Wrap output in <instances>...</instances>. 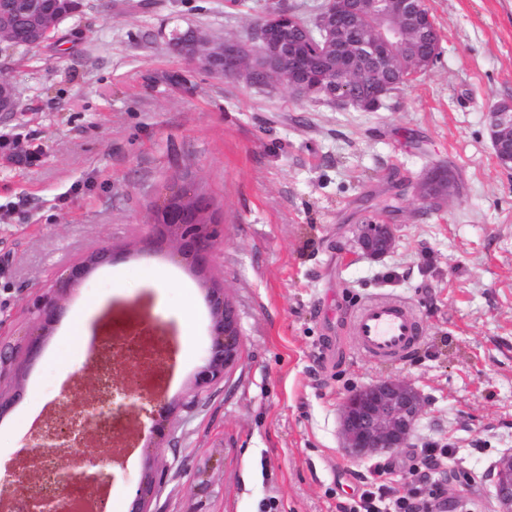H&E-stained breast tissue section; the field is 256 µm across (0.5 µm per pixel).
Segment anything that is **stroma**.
I'll return each mask as SVG.
<instances>
[{
    "label": "stroma",
    "mask_w": 512,
    "mask_h": 512,
    "mask_svg": "<svg viewBox=\"0 0 512 512\" xmlns=\"http://www.w3.org/2000/svg\"><path fill=\"white\" fill-rule=\"evenodd\" d=\"M325 0H84L52 43L0 42V74L19 112L0 114V473L56 413L74 410L91 371L68 323L101 333L139 298L178 338L163 446L149 420L122 448L100 447L130 499L147 452L162 479L151 512H340L375 476L405 490L412 465L444 449L428 484L458 512H497L492 464L512 449V170L497 165L489 109L512 100V0H428L439 60L365 112L201 70L167 47L193 27L250 42L285 8L312 21ZM449 169L440 208L416 184ZM204 194L224 226L206 271L157 239L152 213L175 190ZM379 215L397 228L378 260H351L356 229ZM111 263L68 291L27 358L29 307L90 251ZM178 284L159 287L158 267ZM240 320L239 359L200 395L192 378L211 343L205 277ZM378 295L406 301L425 335L408 361L381 364L346 333L352 310ZM393 378L426 407L408 447L368 459L341 446L339 409L354 388Z\"/></svg>",
    "instance_id": "35a3bbf8"
}]
</instances>
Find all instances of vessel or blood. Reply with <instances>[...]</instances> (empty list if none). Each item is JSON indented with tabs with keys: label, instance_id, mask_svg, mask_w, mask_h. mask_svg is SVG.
Masks as SVG:
<instances>
[{
	"label": "vessel or blood",
	"instance_id": "vessel-or-blood-1",
	"mask_svg": "<svg viewBox=\"0 0 512 512\" xmlns=\"http://www.w3.org/2000/svg\"><path fill=\"white\" fill-rule=\"evenodd\" d=\"M359 350L385 364L403 362L419 344L422 322L406 302L379 296L365 301L349 319Z\"/></svg>",
	"mask_w": 512,
	"mask_h": 512
}]
</instances>
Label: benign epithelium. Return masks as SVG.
I'll return each mask as SVG.
<instances>
[{
	"label": "benign epithelium",
	"mask_w": 512,
	"mask_h": 512,
	"mask_svg": "<svg viewBox=\"0 0 512 512\" xmlns=\"http://www.w3.org/2000/svg\"><path fill=\"white\" fill-rule=\"evenodd\" d=\"M368 15L388 23L385 31L372 34L363 27ZM59 17L54 24L43 27L35 24L25 27L26 45L41 46L53 39ZM294 18L285 10H272L256 24L254 38L260 44L257 53L247 57L236 53L233 42L222 43L221 53L195 32L193 53L186 59L196 66L233 79L250 83L263 77L271 85H285L302 98H325L333 103L351 101L363 109L372 107V99L385 93L380 88L372 96L360 94L363 78L401 68L405 81L429 69L441 54V39L428 34L431 24L426 0H326L313 26L305 29V38L313 41L314 49L300 45L287 34ZM423 36V56L415 68L405 67L399 53L408 36L414 31ZM19 100L15 86L7 78H0V112L18 111ZM488 132L497 164L512 169V100L496 103L489 110ZM455 190L452 175L444 168L431 170L419 188L420 199L435 208L440 207ZM208 203L204 196L183 193L178 198H165L154 209L153 228L161 238L171 241L178 254L199 268L206 266L218 238L217 225L207 219ZM396 228L379 217L359 225L356 236L357 256L380 259L393 251ZM112 260V250L99 248L89 257L69 267L57 283L63 292L96 266ZM205 299L211 315V344L196 370L192 386L199 393L224 379L226 372L238 359L241 331L234 304L224 295V289L215 283L205 285ZM57 310L56 298L36 300L34 317L40 328L48 327ZM113 364L126 368L125 375L143 374L156 368L153 355L126 359L121 355ZM151 402L147 416L152 421L150 432L155 447L166 436V425L173 406L141 391L123 379H115L112 394V412L122 417L135 416L142 410L140 402ZM425 398L420 391L398 379H385L352 390L340 407V437L342 447L354 457H368L389 453L408 444L417 422L425 409ZM56 452L62 471L65 494L74 484L85 487L103 486L114 479L111 460L85 446V436L72 440L69 430L57 432L54 444L46 439L23 448V452L37 458L46 451ZM495 498L498 512H512V450L503 453L493 467ZM156 471L151 458H146L144 472L131 493L129 512H149L155 493Z\"/></svg>",
	"instance_id": "1"
}]
</instances>
